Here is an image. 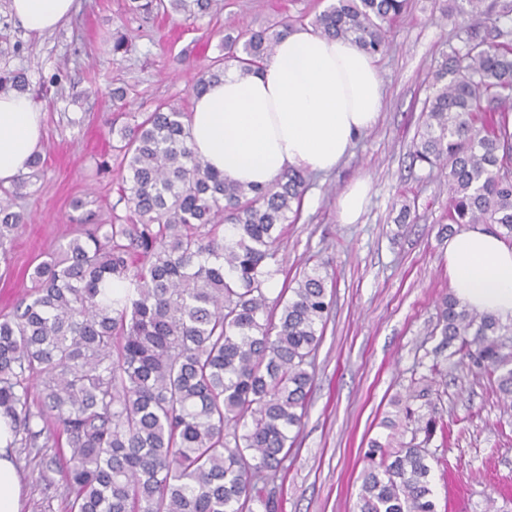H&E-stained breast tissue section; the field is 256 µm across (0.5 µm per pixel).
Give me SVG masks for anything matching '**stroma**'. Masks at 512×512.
Returning <instances> with one entry per match:
<instances>
[{"mask_svg": "<svg viewBox=\"0 0 512 512\" xmlns=\"http://www.w3.org/2000/svg\"><path fill=\"white\" fill-rule=\"evenodd\" d=\"M332 0H224L196 18L147 19L128 0H76L55 31L24 29L0 0V72L20 70L43 112V171L19 199L32 214L0 265V313L12 311L31 286L34 266L76 234L84 219L111 223L126 214L119 200V159L110 132L113 113L126 123L161 102L191 111V89L222 53L224 35L277 28L284 19L307 26ZM472 20L443 16L430 0H415L393 23L389 46L375 55L384 106L332 172L311 175L298 219L287 225L278 258L284 277L327 262L331 301L306 415L278 481L283 512H355L370 440L385 439L382 419L395 395L427 374L435 342L436 302L451 293L439 225L448 221V179L413 164L428 79L443 53L458 45ZM127 92L113 99L114 88ZM369 179L358 223L337 221V199L355 179ZM411 207L398 228L402 204ZM268 285L276 297L283 279ZM446 374L437 415L448 429L429 450L437 512H512V410L493 379L457 358ZM23 493L21 512H67L61 477L45 485L37 460L15 449Z\"/></svg>", "mask_w": 512, "mask_h": 512, "instance_id": "35a3bbf8", "label": "stroma"}]
</instances>
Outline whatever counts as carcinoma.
<instances>
[{"mask_svg": "<svg viewBox=\"0 0 512 512\" xmlns=\"http://www.w3.org/2000/svg\"><path fill=\"white\" fill-rule=\"evenodd\" d=\"M409 0H335L315 32L375 55ZM223 0H133L149 16H196ZM445 13L485 15L431 73L412 161L448 167V223L485 224L512 242V0H447ZM281 29L224 40L193 87L200 94L233 61L244 74L272 58ZM25 76H0V93ZM188 114L160 103L117 126L120 199L128 214L83 229L31 273V288L0 315V424L12 448H52L68 512H281L276 482L306 413L311 368L326 324L329 273L317 263L270 299L289 214L308 176L289 170L268 186L224 180L193 150ZM0 190V260L26 214L15 200L39 177L41 158ZM279 317H274V314ZM430 374L392 401L388 440L365 453L357 512H436L427 446L443 424L432 395L448 355L495 378L512 404V323L455 297L437 302ZM454 348L448 352V348ZM38 390L39 406L31 402ZM427 399L428 412L414 406ZM410 436L405 441L403 437Z\"/></svg>", "mask_w": 512, "mask_h": 512, "instance_id": "1", "label": "carcinoma"}]
</instances>
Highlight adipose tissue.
Here are the masks:
<instances>
[{
    "mask_svg": "<svg viewBox=\"0 0 512 512\" xmlns=\"http://www.w3.org/2000/svg\"><path fill=\"white\" fill-rule=\"evenodd\" d=\"M10 7L41 35L68 20L74 0H10ZM382 108L372 56L352 41L297 27L263 69L244 76L228 67L195 98L189 140L226 181L266 186L291 169H336ZM42 136L43 114L32 100L0 94V183L27 171ZM446 252L457 299L476 312L512 318V248L484 228L467 226L447 239ZM9 440L0 427V512H19L21 483Z\"/></svg>",
    "mask_w": 512,
    "mask_h": 512,
    "instance_id": "ef3b65f1",
    "label": "adipose tissue"
}]
</instances>
